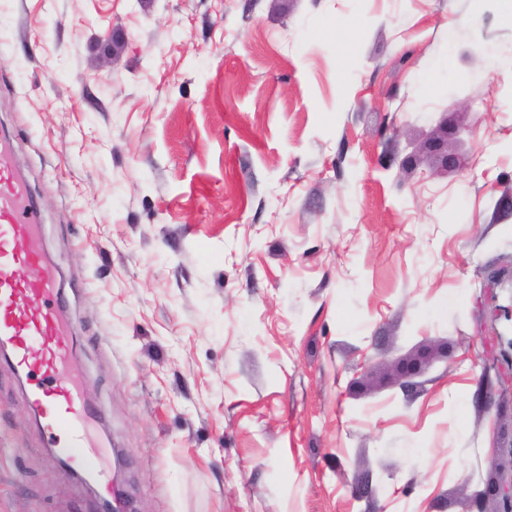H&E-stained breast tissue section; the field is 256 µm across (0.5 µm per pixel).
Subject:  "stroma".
<instances>
[{
	"label": "stroma",
	"mask_w": 512,
	"mask_h": 512,
	"mask_svg": "<svg viewBox=\"0 0 512 512\" xmlns=\"http://www.w3.org/2000/svg\"><path fill=\"white\" fill-rule=\"evenodd\" d=\"M0 128L132 512H502L500 0H0ZM96 508L0 360V512Z\"/></svg>",
	"instance_id": "obj_1"
}]
</instances>
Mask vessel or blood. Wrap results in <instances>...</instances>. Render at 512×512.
<instances>
[{"label": "vessel or blood", "mask_w": 512, "mask_h": 512, "mask_svg": "<svg viewBox=\"0 0 512 512\" xmlns=\"http://www.w3.org/2000/svg\"><path fill=\"white\" fill-rule=\"evenodd\" d=\"M40 217L13 155L0 147V343L16 372L32 376V410L58 454L100 474L93 419L70 372L73 330L38 237Z\"/></svg>", "instance_id": "b4317fda"}]
</instances>
